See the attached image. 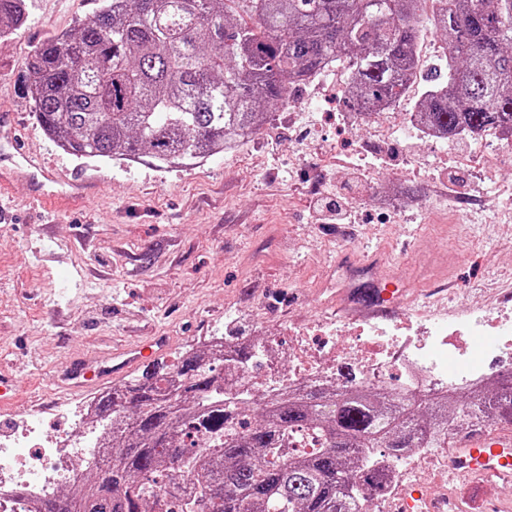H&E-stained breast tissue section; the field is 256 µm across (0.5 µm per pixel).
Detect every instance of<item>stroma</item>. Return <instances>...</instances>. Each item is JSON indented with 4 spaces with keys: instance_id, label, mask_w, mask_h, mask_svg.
Masks as SVG:
<instances>
[{
    "instance_id": "1",
    "label": "stroma",
    "mask_w": 512,
    "mask_h": 512,
    "mask_svg": "<svg viewBox=\"0 0 512 512\" xmlns=\"http://www.w3.org/2000/svg\"><path fill=\"white\" fill-rule=\"evenodd\" d=\"M97 0H26L27 22L0 43V104L16 112L18 144L60 187L77 171L95 186L52 211L32 192V167L13 177L0 220V373L20 379L0 406V435L25 419L70 429L66 389L75 361L99 362L140 337L171 336L156 362L177 364L205 336L279 340L322 318L350 322L336 296L347 259L397 274L402 315L431 288L453 284L448 312L465 315L512 292V147L496 137L427 144L393 129L417 100L351 130L339 120L345 67L295 88L288 116L252 142L202 164L160 169L142 161L78 159L54 145L33 115L24 77L35 48L91 18ZM457 193L448 196L449 182ZM342 194L352 224H323L310 206ZM424 479L461 512H512V483L449 480L445 464Z\"/></svg>"
}]
</instances>
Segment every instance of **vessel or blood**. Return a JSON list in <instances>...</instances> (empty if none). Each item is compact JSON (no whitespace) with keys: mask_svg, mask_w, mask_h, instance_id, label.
Returning a JSON list of instances; mask_svg holds the SVG:
<instances>
[{"mask_svg":"<svg viewBox=\"0 0 512 512\" xmlns=\"http://www.w3.org/2000/svg\"><path fill=\"white\" fill-rule=\"evenodd\" d=\"M0 142L10 145L12 153L6 154L5 164L0 165V191L8 185L14 168L26 162L23 151L17 150L16 123L13 112L0 111ZM90 188L88 182L75 179L66 187L56 191L40 193L39 199L46 206L57 208L66 202L84 196ZM389 280L376 276L371 288V305L373 312L384 313L397 305V299L388 288ZM168 346L164 336H152L142 343L113 354L112 364L105 370H90L88 365H78L72 370L75 378L84 384H96L107 379H114L125 374L129 369L147 360L155 358ZM448 469L458 478L471 476L496 477L512 480V432L482 431L465 438L459 450L448 460ZM395 512H457V504L452 499L429 498L421 487H413L403 492L394 503Z\"/></svg>","mask_w":512,"mask_h":512,"instance_id":"1","label":"vessel or blood"}]
</instances>
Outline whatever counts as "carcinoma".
Wrapping results in <instances>:
<instances>
[{
	"mask_svg": "<svg viewBox=\"0 0 512 512\" xmlns=\"http://www.w3.org/2000/svg\"><path fill=\"white\" fill-rule=\"evenodd\" d=\"M102 0L43 41L27 92L43 131L79 159L148 157L166 169L249 129L330 67L349 71L346 106L373 112L407 93L420 28L444 39L416 108L449 137L512 131V11L504 0ZM26 21L0 0V39ZM254 344L190 349L94 397L111 459L36 512H363L390 465L448 447V422H512V378L471 396L416 403L355 382L226 399ZM385 448L386 454L375 449Z\"/></svg>",
	"mask_w": 512,
	"mask_h": 512,
	"instance_id": "1",
	"label": "carcinoma"
}]
</instances>
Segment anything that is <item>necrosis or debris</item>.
I'll return each instance as SVG.
<instances>
[{"mask_svg":"<svg viewBox=\"0 0 512 512\" xmlns=\"http://www.w3.org/2000/svg\"><path fill=\"white\" fill-rule=\"evenodd\" d=\"M351 343L337 352L336 338ZM487 337L473 348L470 340ZM512 350V308L483 310L448 319H418L386 325L359 315L342 328L322 321L295 336L293 356L301 383L333 382L337 360L356 362L358 379L368 386L397 375L398 388L420 398L484 385L492 377L490 359ZM70 434L50 433L36 424L0 439V512H31L39 498L67 484L74 475Z\"/></svg>","mask_w":512,"mask_h":512,"instance_id":"1","label":"necrosis or debris"}]
</instances>
